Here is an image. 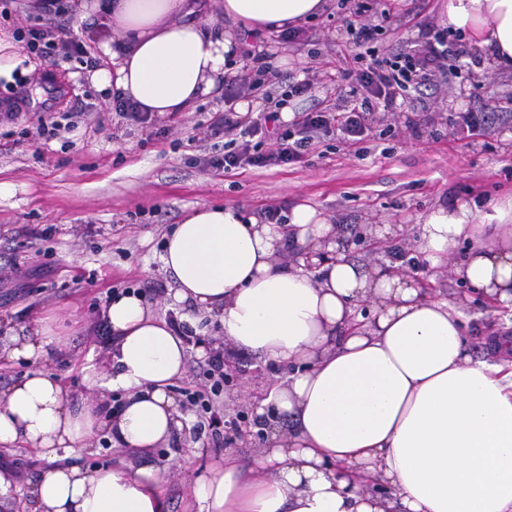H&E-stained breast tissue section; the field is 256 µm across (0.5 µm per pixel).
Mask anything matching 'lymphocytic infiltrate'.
<instances>
[{
  "label": "lymphocytic infiltrate",
  "instance_id": "f902f5d3",
  "mask_svg": "<svg viewBox=\"0 0 512 512\" xmlns=\"http://www.w3.org/2000/svg\"><path fill=\"white\" fill-rule=\"evenodd\" d=\"M16 10L34 5L39 22L20 27L16 39L28 53L58 63L69 59L85 61L87 67H95L90 59L87 43L76 40L66 22L67 6L64 0H13ZM447 49L438 48L432 41H425L397 51L399 60L408 62L412 74L410 82H401L381 60H374L356 70L354 81L360 90L359 97L343 98L335 106H316L310 111L297 113L291 129L286 131L275 149L266 153L254 151L251 137L268 132L278 119L277 111L262 112L256 118L241 120L234 106L248 91L263 88L274 67L266 53L246 50V63L241 74L224 83V109L214 113L207 124L199 126L204 138L219 135L230 137L233 147L221 155L208 159L210 166L224 170L246 165L263 168L290 166L301 163L306 154L320 144L330 131H339L346 144L361 143L368 131V120L373 113L393 108L404 87L413 92L438 94L442 90L438 74L445 69ZM210 383L194 390H187L191 405L200 411V429L210 431L214 438H221L224 431V410L217 401L224 384V349L216 347L208 360Z\"/></svg>",
  "mask_w": 512,
  "mask_h": 512
}]
</instances>
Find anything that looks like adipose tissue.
Instances as JSON below:
<instances>
[{
    "label": "adipose tissue",
    "instance_id": "obj_1",
    "mask_svg": "<svg viewBox=\"0 0 512 512\" xmlns=\"http://www.w3.org/2000/svg\"><path fill=\"white\" fill-rule=\"evenodd\" d=\"M226 25L194 20L195 0H78L79 19L105 16L111 68L98 90L122 92L155 117L188 111L231 75L240 27L281 32L325 13L330 0H222ZM441 22L467 30L512 74V0H445ZM433 268L459 246L453 274L512 310V198L436 202L416 222ZM335 224L307 204L287 223L242 207L187 209L166 235L161 262L192 328L216 326L235 348L286 365L256 396L258 415H283L255 464L226 453L195 477L188 512H512V370L466 351L462 305L421 288L400 264L366 268L340 251ZM110 366L82 365L89 395L42 362L61 340L45 318L13 337L9 359L33 370L0 388V447L21 443L52 462L29 488L33 512H165L150 466L72 464L106 430L113 447L151 453L179 429L172 388L186 346L136 294L113 297ZM120 397L115 412L95 393Z\"/></svg>",
    "mask_w": 512,
    "mask_h": 512
}]
</instances>
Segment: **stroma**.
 Returning a JSON list of instances; mask_svg holds the SVG:
<instances>
[{
  "instance_id": "35a3bbf8",
  "label": "stroma",
  "mask_w": 512,
  "mask_h": 512,
  "mask_svg": "<svg viewBox=\"0 0 512 512\" xmlns=\"http://www.w3.org/2000/svg\"><path fill=\"white\" fill-rule=\"evenodd\" d=\"M442 0H430L416 22H383L374 55L360 52L345 33L347 15L340 0H331L325 15L304 21V28L330 43V60H345L349 68L372 58L392 59L396 45L419 44L424 32H443ZM454 51L447 60L446 94L420 107L406 97L396 111L375 113L362 147L347 145L330 133L302 163L288 167H246L230 173L203 164L193 142V127L223 111V95L205 97L179 120L151 122L141 127L116 114L108 95L93 86L91 72L78 61L50 66L34 56L23 63L29 103L18 119L0 125V350L11 335H25L40 315L52 317L62 344L45 361L67 384L84 395L77 367L93 358L108 367V349L96 337L95 307L104 305L111 290H141L150 310L160 319L183 316L187 307L173 305V286L160 260L161 241L185 209L197 205L237 203L251 209L277 208L288 215L299 204L321 210L338 230L337 242L350 259L368 265L397 255L417 257L415 223L437 200L475 201L478 207L512 195V75L481 63L468 39L446 33ZM261 48L278 64L280 87L297 79L312 61L315 43L262 37ZM53 70L56 111L76 101L92 104L100 123L79 126L66 139L37 140L26 131L40 111L46 92L41 76ZM486 103L509 118L488 137L459 133L454 121L470 102ZM396 224L403 236L386 241L371 253L356 240L366 224ZM465 256L457 250L450 267L430 271L434 290L442 297L466 299L465 323L473 356H488L478 342L480 332L512 327V311L489 307L468 290L451 267ZM205 348L188 346V373L173 394L183 425L169 442L146 456L112 447L104 432H96L78 457L81 465L128 462L149 465L165 480L167 512H187L190 481L220 462L225 453L252 462L266 446L260 421L250 401L272 375L287 368L263 365L255 355L237 353L227 365L221 401L224 419H246L247 434L229 437L215 446L196 434L197 415L183 390L193 380L191 369L204 363ZM17 475L16 498L0 504V512H31L27 491L48 463L29 450L0 453V466Z\"/></svg>"
}]
</instances>
